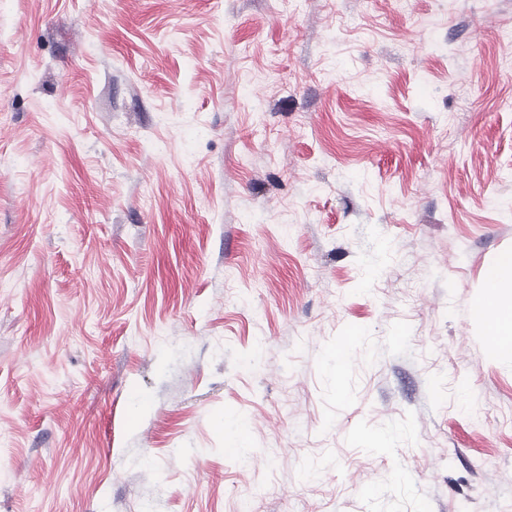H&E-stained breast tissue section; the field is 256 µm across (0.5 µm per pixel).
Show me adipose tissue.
Wrapping results in <instances>:
<instances>
[{
    "mask_svg": "<svg viewBox=\"0 0 512 512\" xmlns=\"http://www.w3.org/2000/svg\"><path fill=\"white\" fill-rule=\"evenodd\" d=\"M485 297L475 314L484 326L487 348L512 354V252L502 253L484 275Z\"/></svg>",
    "mask_w": 512,
    "mask_h": 512,
    "instance_id": "1",
    "label": "adipose tissue"
}]
</instances>
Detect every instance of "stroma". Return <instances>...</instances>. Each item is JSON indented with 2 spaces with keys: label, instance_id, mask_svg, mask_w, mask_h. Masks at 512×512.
I'll use <instances>...</instances> for the list:
<instances>
[{
  "label": "stroma",
  "instance_id": "obj_1",
  "mask_svg": "<svg viewBox=\"0 0 512 512\" xmlns=\"http://www.w3.org/2000/svg\"><path fill=\"white\" fill-rule=\"evenodd\" d=\"M505 29L0 0V512H512ZM485 297L475 314L483 323L487 348L512 354V252L502 253L484 275Z\"/></svg>",
  "mask_w": 512,
  "mask_h": 512
}]
</instances>
